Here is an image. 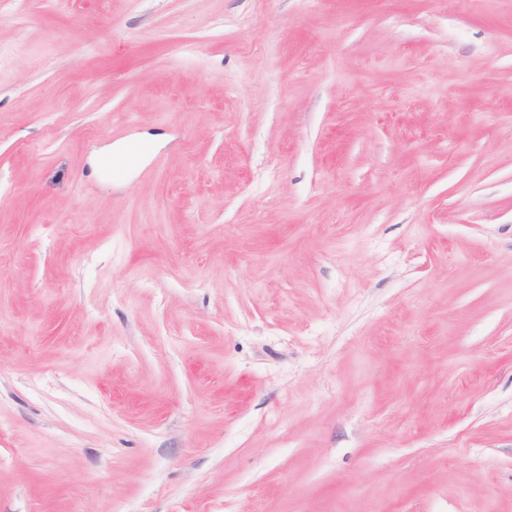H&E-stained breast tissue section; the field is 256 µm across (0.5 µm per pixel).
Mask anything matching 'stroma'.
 Listing matches in <instances>:
<instances>
[{"label":"stroma","instance_id":"35a3bbf8","mask_svg":"<svg viewBox=\"0 0 512 512\" xmlns=\"http://www.w3.org/2000/svg\"><path fill=\"white\" fill-rule=\"evenodd\" d=\"M0 512H512V0H0Z\"/></svg>","mask_w":512,"mask_h":512}]
</instances>
